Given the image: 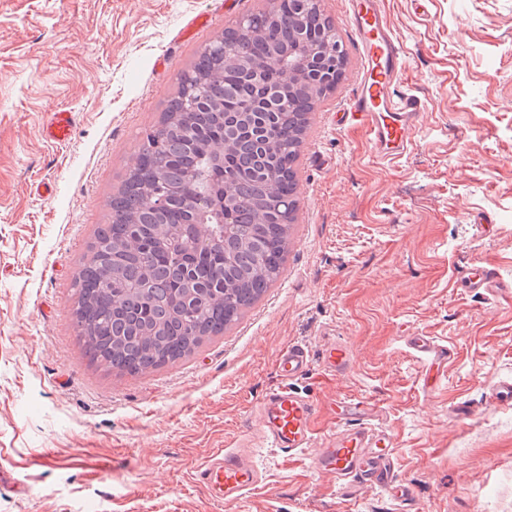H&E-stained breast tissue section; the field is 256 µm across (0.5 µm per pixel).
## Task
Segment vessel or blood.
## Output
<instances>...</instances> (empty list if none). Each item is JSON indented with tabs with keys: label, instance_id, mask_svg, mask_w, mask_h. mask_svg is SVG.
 Here are the masks:
<instances>
[{
	"label": "vessel or blood",
	"instance_id": "obj_1",
	"mask_svg": "<svg viewBox=\"0 0 512 512\" xmlns=\"http://www.w3.org/2000/svg\"><path fill=\"white\" fill-rule=\"evenodd\" d=\"M350 27L364 68L344 118L370 130L381 158L400 159L407 149V133L422 110L420 100L399 96L396 91L403 67L402 47L380 0H351ZM72 125V113H54L43 128L44 136L52 142L65 141ZM456 285L475 296L512 295V283H505L488 263L463 269ZM407 344L431 363L450 357L447 348L423 334L409 336ZM316 360L326 372L341 375L350 366V352L346 345L336 341L327 343L316 357L302 342L281 349L275 368L282 384L257 402L255 429L227 442L223 452L212 456L197 471V482L208 492L232 503L254 490L263 480L256 462L257 449L270 447L293 455L314 446L318 449L313 459L315 467L329 474L337 487L353 495L380 487L387 489L396 501L409 499V490L395 485L392 438L370 423V406L352 399L341 401L331 434L316 439L317 407L293 388L294 381L305 375Z\"/></svg>",
	"mask_w": 512,
	"mask_h": 512
}]
</instances>
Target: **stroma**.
I'll list each match as a JSON object with an SVG mask.
<instances>
[{
	"label": "stroma",
	"mask_w": 512,
	"mask_h": 512,
	"mask_svg": "<svg viewBox=\"0 0 512 512\" xmlns=\"http://www.w3.org/2000/svg\"><path fill=\"white\" fill-rule=\"evenodd\" d=\"M269 0H0V512H399L379 488L352 498L314 449L256 452L262 483L233 505L198 466L254 428L277 353L343 341L350 367L319 365L296 391L322 407L375 405L396 478L417 512H512V298L462 294L461 268L512 282V0H382L405 51L398 91L423 110L395 164L339 114L362 60L346 0L323 9L345 80L310 115L299 209L276 283L194 354L154 372L92 364L71 284L109 203L198 51ZM74 115L68 142L43 136ZM50 183L41 196L36 188ZM452 358L433 386L407 336ZM467 402L468 417L454 406ZM71 112H55L45 124L44 136L51 142H63L67 139L73 125Z\"/></svg>",
	"instance_id": "obj_1"
}]
</instances>
